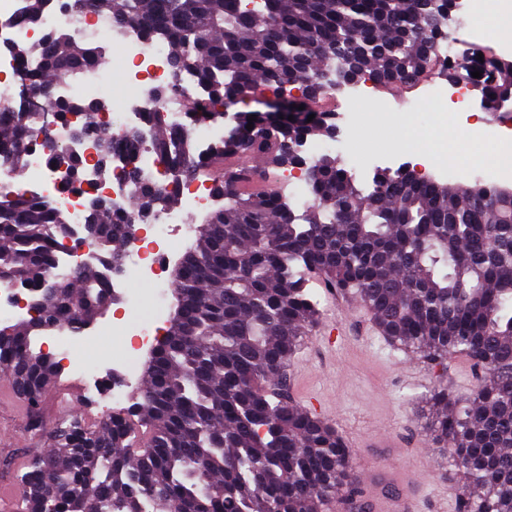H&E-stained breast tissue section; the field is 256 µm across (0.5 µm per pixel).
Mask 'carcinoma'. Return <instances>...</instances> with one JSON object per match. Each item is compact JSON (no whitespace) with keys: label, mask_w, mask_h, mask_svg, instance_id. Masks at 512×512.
I'll use <instances>...</instances> for the list:
<instances>
[{"label":"carcinoma","mask_w":512,"mask_h":512,"mask_svg":"<svg viewBox=\"0 0 512 512\" xmlns=\"http://www.w3.org/2000/svg\"><path fill=\"white\" fill-rule=\"evenodd\" d=\"M21 19L39 21L52 0H24ZM130 21L147 41L169 48L175 79L193 77L202 96L189 114L224 122L223 107L256 84L277 93L303 90L307 119L238 114L236 125L207 152L195 153L192 130L156 109L141 119L153 131L149 150L167 166L165 185L135 187L129 213L108 199L91 206L102 265L119 267L124 226L142 224L178 200L176 186L212 174L224 205L209 212L195 246L176 263L177 310L151 351L140 401L105 415L97 429L73 417L54 429V448L20 476L18 512H321L354 486L351 449L335 427L287 400L279 388L286 363L318 316L307 285L316 281L351 296L390 344L434 365L465 358L484 371L461 397L435 388L428 435L452 452L468 489L457 512H512V190L417 181L406 171L356 184L340 160L296 151L326 137L336 113L319 106L332 90L325 72L343 70L390 89L425 75L455 80L459 70L438 52L448 38L455 0H77L70 11ZM32 92L52 87L90 64L98 50L62 31L35 44H16ZM481 68L485 107L512 98V63L488 50ZM58 122L82 115L80 137L95 140L99 168L112 169L135 139L98 128L102 100L57 101ZM42 131L36 112L0 104V162L24 167ZM244 156L267 168L246 175ZM53 164L62 188L82 183L79 157L58 146ZM291 163L307 173L310 200L298 207L266 181L270 168ZM71 234L69 215L52 200L21 189L0 192V284L38 291L37 317L0 327V373L30 409L58 375L55 360L33 338L89 324L106 306L103 271L57 273L58 249ZM52 280V293L43 288ZM149 428L135 454L138 431Z\"/></svg>","instance_id":"cac0c4a2"}]
</instances>
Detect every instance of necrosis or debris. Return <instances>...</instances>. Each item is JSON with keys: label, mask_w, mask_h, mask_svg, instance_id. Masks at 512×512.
<instances>
[{"label": "necrosis or debris", "mask_w": 512, "mask_h": 512, "mask_svg": "<svg viewBox=\"0 0 512 512\" xmlns=\"http://www.w3.org/2000/svg\"><path fill=\"white\" fill-rule=\"evenodd\" d=\"M22 0H0V40L13 44H31L39 41L48 30H62L70 33L73 40L90 46L100 45L109 40L116 46L121 57L129 66L132 91L124 97L119 106L98 116L102 130L111 132L118 138L133 137L144 139L145 133L140 124V113L150 111L153 105L164 107L171 122L184 124L185 105L199 94L193 78L185 77L173 82L168 56L160 43L143 40L134 28L121 26L111 18L101 16L74 15L66 10L55 8L49 11L42 22L30 26L18 22ZM441 56L450 65L462 66L464 78L450 84L436 81L426 83L408 104L414 109H443L445 105L464 103L472 86L477 83L473 73L476 64L463 59L455 49L452 40H444ZM111 77L100 66H90L77 74L58 82L54 89L55 98L72 100L75 98L93 99L109 90ZM53 141L65 144L71 152L84 162V178L98 184V191L112 203L113 210L129 211V201L133 194L132 185L126 180L124 171L129 165H136L142 181L163 183L167 180L166 167L161 159L149 151H141L136 162H129L124 153H115L112 158V175L99 180L97 175L96 151L93 141H77L71 138L70 130L64 126L50 128ZM49 150L45 145L34 146L28 155L27 168L32 175L37 195L50 198L57 207L69 213L73 226L85 222L87 198L82 186L70 191L60 189L61 173L49 165ZM215 202L210 181L187 179L179 187V204L173 208L161 209L153 223L151 235L134 231V239L127 246L128 257L112 285L121 289L124 312L115 321L101 325L104 333H121L130 339L128 349L115 359L114 364L124 370L126 378H133L138 370L136 353L151 343L160 327V319L137 317L136 312L143 306V299L134 293L130 283L134 279H147L158 288L166 286V272L169 256L176 251L175 236L179 231H192L198 216L207 211ZM56 351V358L62 368L79 373L92 390L110 386L113 399H122L125 387L121 383H108L97 363H86L75 356L79 345L68 330H61L49 337Z\"/></svg>", "instance_id": "4bbe7bcc"}]
</instances>
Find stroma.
<instances>
[{
  "mask_svg": "<svg viewBox=\"0 0 512 512\" xmlns=\"http://www.w3.org/2000/svg\"><path fill=\"white\" fill-rule=\"evenodd\" d=\"M409 89H396L384 107L361 110L352 128L341 130L344 148L339 151L346 169L373 165L380 158L397 156L400 166L411 167L413 156L391 146L397 121H405L417 137L432 135L435 142L454 146L461 128H479L489 118L480 92H473L468 110L448 108L444 113L423 114L402 107ZM308 290L321 315L307 333L284 370L285 389L299 404L315 401L324 420L343 438H356L359 448L351 454L352 467L389 465L410 474L420 512H455V493L464 488L462 473L448 470L442 445L425 432L427 410L424 394L437 385L455 393L466 392L472 382L467 364L452 362L448 368L428 367L419 356L387 345L377 333L362 327L346 297L327 292L317 283ZM340 325L343 334L335 346L321 342L322 328ZM142 376H135L127 397L113 400L108 392L87 390L78 376L60 373L46 391L41 405L42 431L29 427V414L11 386L0 388V492L19 497L18 477L27 464L52 446L51 431L62 421L78 417L91 426L105 414L133 405ZM388 432L402 443L384 458L368 448L373 433Z\"/></svg>",
  "mask_w": 512,
  "mask_h": 512,
  "instance_id": "stroma-1",
  "label": "stroma"
}]
</instances>
